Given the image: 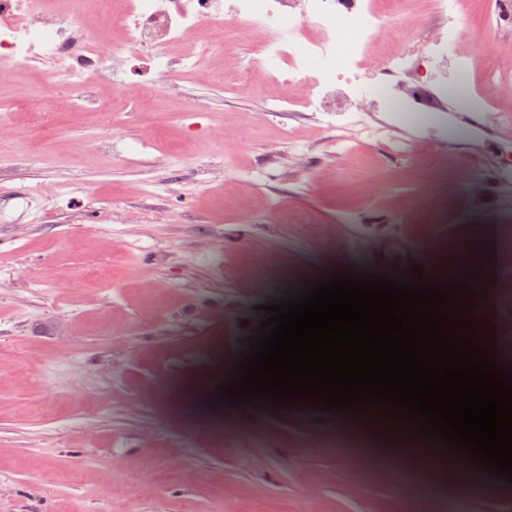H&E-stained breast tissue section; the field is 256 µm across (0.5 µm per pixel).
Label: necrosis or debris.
Masks as SVG:
<instances>
[{
  "mask_svg": "<svg viewBox=\"0 0 512 512\" xmlns=\"http://www.w3.org/2000/svg\"><path fill=\"white\" fill-rule=\"evenodd\" d=\"M102 16L121 24L84 35V0H0V62L24 67L40 60L53 66L76 92L78 106L109 109L95 86L106 76L103 62L115 54L152 47L156 75H188L222 53L235 56L225 81L250 87L255 70L283 84L301 86L294 102L274 99L273 111L300 106L319 113L324 125L354 124L362 113L387 112L405 127L436 123L446 107L488 110L495 87L512 84V67L490 69L485 89L471 91L473 61L459 47L465 0H430L433 18L405 25L409 0H95ZM247 23L253 46L242 49L236 31ZM390 27L397 46L371 57L370 41ZM197 35L191 50L178 52L186 32ZM121 83L120 74L110 76Z\"/></svg>",
  "mask_w": 512,
  "mask_h": 512,
  "instance_id": "1",
  "label": "necrosis or debris"
}]
</instances>
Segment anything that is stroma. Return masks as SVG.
Wrapping results in <instances>:
<instances>
[{
  "label": "stroma",
  "instance_id": "35a3bbf8",
  "mask_svg": "<svg viewBox=\"0 0 512 512\" xmlns=\"http://www.w3.org/2000/svg\"><path fill=\"white\" fill-rule=\"evenodd\" d=\"M498 0H468L460 50L512 62ZM162 97L97 93L110 121L69 112L52 69L0 87V512H512V483L464 461L415 458L403 441L292 406L190 413L185 382L238 364L265 305L351 271L402 280L454 263L450 241L496 227L495 292L480 326L512 359V85L480 136L395 130L405 157L316 113L275 112L297 86L253 89L209 68L176 84L147 52L112 62ZM39 90L43 122L14 107ZM106 278H92L95 270ZM394 443L392 463L379 452Z\"/></svg>",
  "mask_w": 512,
  "mask_h": 512
}]
</instances>
